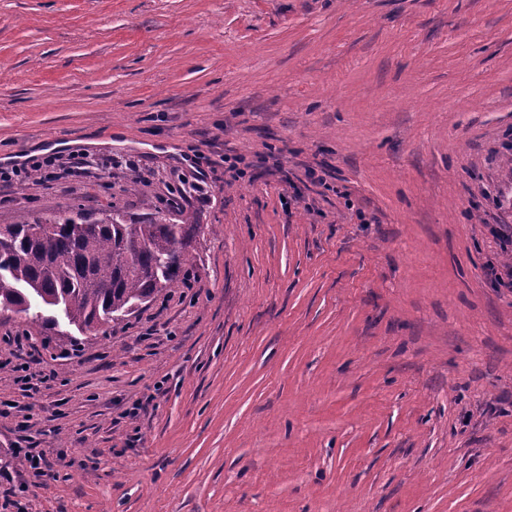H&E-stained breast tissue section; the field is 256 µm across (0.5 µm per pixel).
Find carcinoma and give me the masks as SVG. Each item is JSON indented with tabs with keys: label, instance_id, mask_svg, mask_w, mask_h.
<instances>
[{
	"label": "carcinoma",
	"instance_id": "obj_1",
	"mask_svg": "<svg viewBox=\"0 0 512 512\" xmlns=\"http://www.w3.org/2000/svg\"><path fill=\"white\" fill-rule=\"evenodd\" d=\"M90 224L59 213L32 223L0 226V308L22 315L33 331L55 325L31 311V299L80 329L113 321L166 287L199 225L161 215L132 222L120 212Z\"/></svg>",
	"mask_w": 512,
	"mask_h": 512
}]
</instances>
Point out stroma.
Here are the masks:
<instances>
[{
  "label": "stroma",
  "mask_w": 512,
  "mask_h": 512,
  "mask_svg": "<svg viewBox=\"0 0 512 512\" xmlns=\"http://www.w3.org/2000/svg\"><path fill=\"white\" fill-rule=\"evenodd\" d=\"M511 141L512 0H0V225L200 226L118 321L0 309V403L54 374L0 417V469L65 456L28 512H512ZM200 153L255 165L163 205ZM12 371L16 374L15 382L25 397H32L38 392L41 384H46L53 378L51 374H46L43 371H32L29 362L15 364Z\"/></svg>",
  "instance_id": "35a3bbf8"
}]
</instances>
